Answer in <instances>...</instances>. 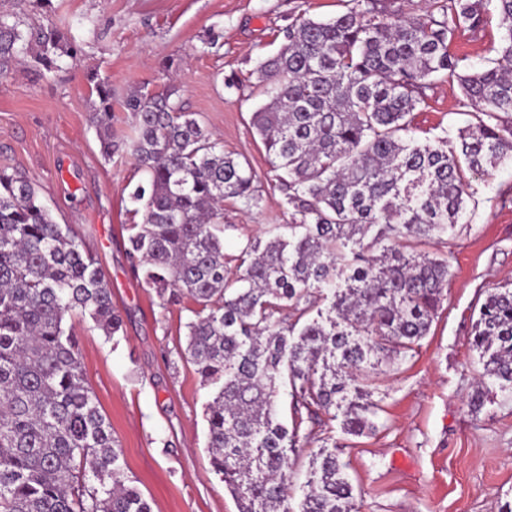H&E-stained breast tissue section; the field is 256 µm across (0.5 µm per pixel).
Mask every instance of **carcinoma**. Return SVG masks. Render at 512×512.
Segmentation results:
<instances>
[{
    "instance_id": "cac0c4a2",
    "label": "carcinoma",
    "mask_w": 512,
    "mask_h": 512,
    "mask_svg": "<svg viewBox=\"0 0 512 512\" xmlns=\"http://www.w3.org/2000/svg\"><path fill=\"white\" fill-rule=\"evenodd\" d=\"M333 19L299 18L256 70L267 103L252 114L274 180L292 207L240 253L224 255V201H262L255 173L175 100L145 87L121 106L134 135L112 140V84L90 76L102 154L148 175L131 195L129 258L162 305L186 298L185 355L204 385L206 448L238 512H359L332 435L374 430L375 378L420 345L448 287V240L466 173L512 158V0H497V56L469 70L449 45L488 22L483 0H433L403 17L351 0ZM51 70L80 43L0 12V76L31 52ZM436 76L457 84L468 124L459 149L421 142L411 114ZM435 241L441 249L426 252ZM108 337L123 327L101 269L58 224L27 177L0 169V512H153L125 477L84 381L67 317ZM471 347L481 376L512 393V289L487 290ZM290 399L291 424L281 418ZM310 445L299 495L291 454Z\"/></svg>"
}]
</instances>
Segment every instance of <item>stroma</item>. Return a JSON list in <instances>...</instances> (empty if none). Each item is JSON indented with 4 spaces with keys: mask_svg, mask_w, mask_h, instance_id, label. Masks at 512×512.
I'll return each mask as SVG.
<instances>
[{
    "mask_svg": "<svg viewBox=\"0 0 512 512\" xmlns=\"http://www.w3.org/2000/svg\"><path fill=\"white\" fill-rule=\"evenodd\" d=\"M349 0H52L32 9L46 26L70 28L77 62L48 71L32 62L0 79V167L31 179L57 223L73 225L99 260L124 327L106 338L81 316L69 318L86 383L123 451L124 471L153 512H237L213 471L203 412L211 397L179 352L192 302L162 305L127 251L135 217L130 193L145 173L127 155L105 160L91 120L90 74L112 84V137L130 132L120 103L134 90L175 86L186 111L222 139L225 153L248 161L262 195L259 208L229 199L224 251L239 254L266 225L285 224L290 207L271 184L265 149L251 127L266 101L259 62L285 43L300 16L329 19ZM490 21L450 45L468 68L495 58L504 31L497 0ZM218 45L207 48L210 35ZM457 87L433 82L413 112L422 141L457 145L467 125ZM451 277L438 314L413 357L376 378L383 406L375 432L338 435L342 458L363 498L361 512H500L512 502V395L491 388L479 411L473 325L486 291L512 283V163L472 175L465 209L448 241Z\"/></svg>",
    "mask_w": 512,
    "mask_h": 512,
    "instance_id": "stroma-1",
    "label": "stroma"
}]
</instances>
